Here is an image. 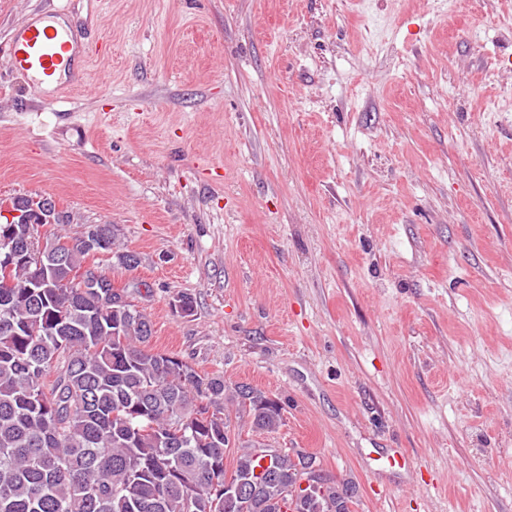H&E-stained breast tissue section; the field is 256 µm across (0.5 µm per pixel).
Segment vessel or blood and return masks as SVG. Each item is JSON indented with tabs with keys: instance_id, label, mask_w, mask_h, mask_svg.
I'll return each instance as SVG.
<instances>
[{
	"instance_id": "obj_1",
	"label": "vessel or blood",
	"mask_w": 512,
	"mask_h": 512,
	"mask_svg": "<svg viewBox=\"0 0 512 512\" xmlns=\"http://www.w3.org/2000/svg\"><path fill=\"white\" fill-rule=\"evenodd\" d=\"M57 17L56 10L46 11L15 29L0 47L10 69L38 86L56 82L59 74L84 69L94 47L93 42H81L58 27Z\"/></svg>"
}]
</instances>
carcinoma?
<instances>
[{
  "instance_id": "carcinoma-1",
  "label": "carcinoma",
  "mask_w": 512,
  "mask_h": 512,
  "mask_svg": "<svg viewBox=\"0 0 512 512\" xmlns=\"http://www.w3.org/2000/svg\"><path fill=\"white\" fill-rule=\"evenodd\" d=\"M93 228L94 247L38 262L23 248L28 225L0 224L14 282L0 293V512H353L351 484L301 488L316 455L257 454L284 425L280 401L154 350L137 305L125 314L102 303L109 289L74 282L113 251L109 227ZM228 403L254 438L232 434ZM257 469L274 478L224 501L227 474Z\"/></svg>"
}]
</instances>
